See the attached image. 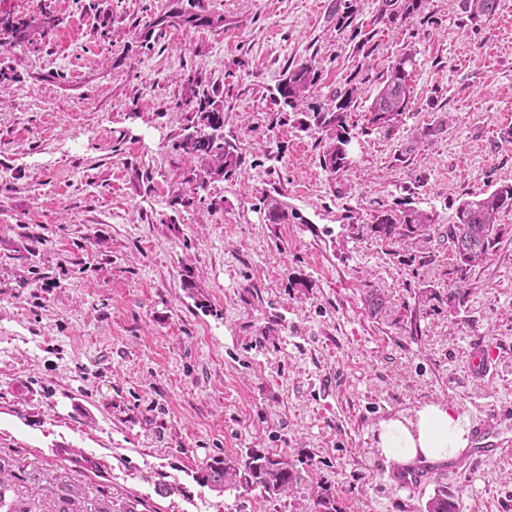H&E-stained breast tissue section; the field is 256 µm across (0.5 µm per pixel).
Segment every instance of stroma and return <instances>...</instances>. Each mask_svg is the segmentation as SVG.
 Here are the masks:
<instances>
[{
    "label": "stroma",
    "mask_w": 512,
    "mask_h": 512,
    "mask_svg": "<svg viewBox=\"0 0 512 512\" xmlns=\"http://www.w3.org/2000/svg\"><path fill=\"white\" fill-rule=\"evenodd\" d=\"M0 0L27 46L0 47V464L16 512H512V454L429 465L411 488L375 450L383 419L445 401L512 408V211L460 275L458 204L512 183V0L471 23L460 0ZM200 16L197 24L183 14ZM411 53L412 107L369 108ZM314 103L360 89L349 164L279 111L288 66ZM244 164L183 207L198 159L172 144L198 89ZM294 217L275 224L265 196ZM431 213L382 239L376 210ZM498 356L479 383L471 346ZM296 464L276 499L196 479L248 449Z\"/></svg>",
    "instance_id": "stroma-1"
}]
</instances>
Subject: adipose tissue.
I'll use <instances>...</instances> for the list:
<instances>
[{"mask_svg": "<svg viewBox=\"0 0 512 512\" xmlns=\"http://www.w3.org/2000/svg\"><path fill=\"white\" fill-rule=\"evenodd\" d=\"M470 433L469 419L455 405L433 402L413 415L382 420L376 430L377 450L396 464L451 461L468 448Z\"/></svg>", "mask_w": 512, "mask_h": 512, "instance_id": "adipose-tissue-1", "label": "adipose tissue"}]
</instances>
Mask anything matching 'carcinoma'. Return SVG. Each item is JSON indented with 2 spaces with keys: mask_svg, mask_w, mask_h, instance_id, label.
<instances>
[{
  "mask_svg": "<svg viewBox=\"0 0 512 512\" xmlns=\"http://www.w3.org/2000/svg\"><path fill=\"white\" fill-rule=\"evenodd\" d=\"M499 0H461V8L475 22L492 20L498 9ZM23 23L10 16L0 15V46L19 42ZM412 54L404 53L388 68L370 106L371 123L387 124L411 108ZM318 81V70L311 61L288 68L275 88L276 104L291 110L307 107L314 124L336 134L322 154L323 166L339 172L347 164L349 140L343 135L348 112L357 100L358 87L351 85L334 94L335 105L325 111L312 106L314 87ZM190 132L175 142V149L183 157L198 158L203 167L196 174L197 187L205 189L215 178L229 180L237 175L243 164L242 156L235 146L224 139V109L216 105L210 110L203 108L190 113ZM512 211V183H503L491 192L477 199L462 201L456 209V223L448 226V240L451 241L458 271H467L483 264L492 250L497 237V221L500 214ZM433 223L429 212L405 207L400 210H381L375 215L371 230L379 237L422 236ZM299 478L298 471L288 458L273 453H259L250 450L243 458L226 456L216 458L206 465L198 475V481L211 489L224 492L238 488H258L273 498L293 487ZM425 512H454V502L448 496V489L442 488L426 504Z\"/></svg>",
  "mask_w": 512,
  "mask_h": 512,
  "instance_id": "1",
  "label": "carcinoma"
}]
</instances>
